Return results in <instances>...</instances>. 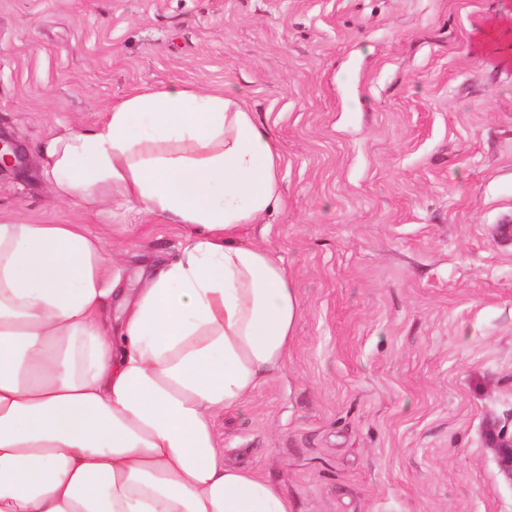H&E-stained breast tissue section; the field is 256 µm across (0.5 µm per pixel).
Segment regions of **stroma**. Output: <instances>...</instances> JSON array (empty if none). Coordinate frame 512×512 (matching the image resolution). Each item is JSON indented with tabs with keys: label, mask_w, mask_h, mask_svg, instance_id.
Returning <instances> with one entry per match:
<instances>
[{
	"label": "stroma",
	"mask_w": 512,
	"mask_h": 512,
	"mask_svg": "<svg viewBox=\"0 0 512 512\" xmlns=\"http://www.w3.org/2000/svg\"><path fill=\"white\" fill-rule=\"evenodd\" d=\"M245 101L283 158L249 225L303 314L283 373L216 425L298 512H512V0H0V211L83 224L124 287L180 225L51 199L37 146L143 86ZM492 449L503 475L512 482V436L492 438Z\"/></svg>",
	"instance_id": "obj_1"
}]
</instances>
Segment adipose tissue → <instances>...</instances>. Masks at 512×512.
Segmentation results:
<instances>
[{"mask_svg":"<svg viewBox=\"0 0 512 512\" xmlns=\"http://www.w3.org/2000/svg\"><path fill=\"white\" fill-rule=\"evenodd\" d=\"M38 155L56 202L118 197L186 245L128 290L84 225L0 215V512H296L225 463L215 424L283 371L302 313L242 235L285 205L268 131L235 94L173 83Z\"/></svg>","mask_w":512,"mask_h":512,"instance_id":"adipose-tissue-1","label":"adipose tissue"}]
</instances>
